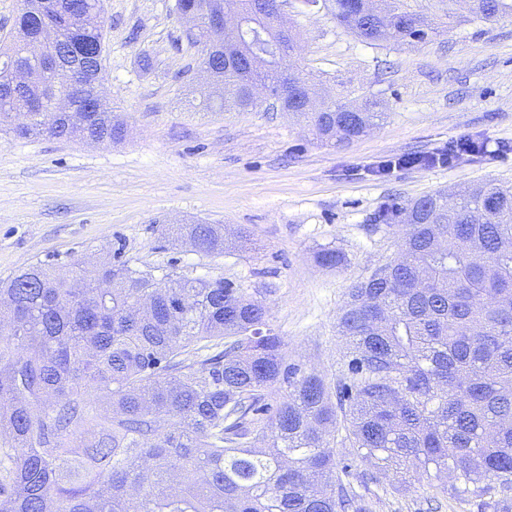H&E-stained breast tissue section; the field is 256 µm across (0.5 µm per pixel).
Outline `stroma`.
<instances>
[{"instance_id":"stroma-1","label":"stroma","mask_w":512,"mask_h":512,"mask_svg":"<svg viewBox=\"0 0 512 512\" xmlns=\"http://www.w3.org/2000/svg\"><path fill=\"white\" fill-rule=\"evenodd\" d=\"M174 2L102 0V94L126 117L124 141L0 133V279L40 261L68 273L105 252L145 270L223 278L266 305L288 362L334 378L346 361L336 324L347 292L400 242L378 214L438 191L512 183V18L480 19L461 4L456 22L417 49L375 48L326 8L288 0L298 71L338 100L373 95L387 109L366 135L328 146L281 112L203 111L212 89ZM462 137L497 152L374 173ZM201 220L244 234L245 247L205 255L178 242L177 227ZM324 247L339 249L344 264L319 265ZM335 455L371 512H466L446 497L431 508L424 480L389 474L364 484L370 462L341 446Z\"/></svg>"}]
</instances>
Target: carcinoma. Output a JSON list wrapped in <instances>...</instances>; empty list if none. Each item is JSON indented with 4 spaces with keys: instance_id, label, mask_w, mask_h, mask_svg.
<instances>
[{
    "instance_id": "1",
    "label": "carcinoma",
    "mask_w": 512,
    "mask_h": 512,
    "mask_svg": "<svg viewBox=\"0 0 512 512\" xmlns=\"http://www.w3.org/2000/svg\"><path fill=\"white\" fill-rule=\"evenodd\" d=\"M336 24L374 47L414 48L430 29L405 0H330ZM275 0H176L200 18L242 20L208 65L218 110L258 107L345 145L384 117L372 97L309 112L312 85L288 67L295 34ZM473 14L512 16V0H470ZM57 35L55 58L41 41ZM100 0H23L16 36L0 44V124L18 139L110 145L112 110L88 112L103 78ZM74 68L73 112H38L54 68ZM30 81L8 93L11 69ZM405 227L394 257L349 288L337 321L347 370L330 385L286 361L268 310L222 279L155 275L127 262L81 263L74 287L35 263L0 281V512H369L336 464V439L381 473L438 481L436 494L512 512V185L460 198L423 196L379 215ZM177 234L206 255L219 224ZM317 262L336 268L334 248Z\"/></svg>"
}]
</instances>
